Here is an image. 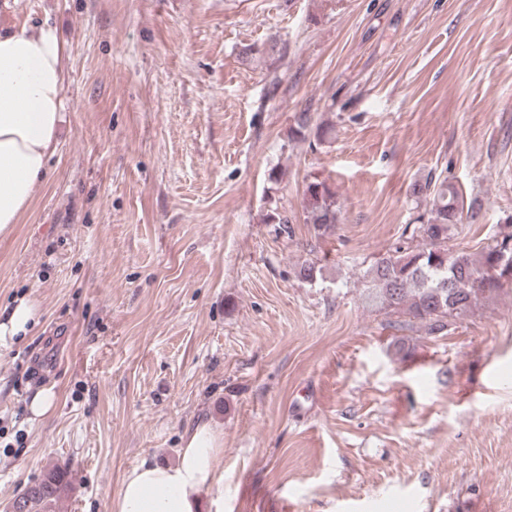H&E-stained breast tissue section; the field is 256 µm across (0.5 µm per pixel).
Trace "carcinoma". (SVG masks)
Wrapping results in <instances>:
<instances>
[{
    "instance_id": "cac0c4a2",
    "label": "carcinoma",
    "mask_w": 512,
    "mask_h": 512,
    "mask_svg": "<svg viewBox=\"0 0 512 512\" xmlns=\"http://www.w3.org/2000/svg\"><path fill=\"white\" fill-rule=\"evenodd\" d=\"M333 126H312L306 108L294 116V133L305 139H325ZM425 198L426 210L407 225L398 240L365 271L369 295L380 309L397 320L396 331H411L416 324L430 335L448 334L450 320L465 316L484 299L512 285V234L507 233L475 256L449 242L458 224H477L481 208L465 205L462 191L446 179L429 175L415 191ZM305 223L318 237L330 236L338 223L336 192L327 180L314 177L304 189ZM72 474L58 465L48 466L24 501L23 512H59L71 490Z\"/></svg>"
}]
</instances>
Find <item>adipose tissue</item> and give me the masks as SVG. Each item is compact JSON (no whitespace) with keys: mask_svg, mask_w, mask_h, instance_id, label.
<instances>
[{"mask_svg":"<svg viewBox=\"0 0 512 512\" xmlns=\"http://www.w3.org/2000/svg\"><path fill=\"white\" fill-rule=\"evenodd\" d=\"M65 47L55 32H0V235L32 201L57 147L66 83ZM224 437L208 421L186 433L176 464L143 458L123 477L109 512H202L224 497L216 468Z\"/></svg>","mask_w":512,"mask_h":512,"instance_id":"ef3b65f1","label":"adipose tissue"}]
</instances>
